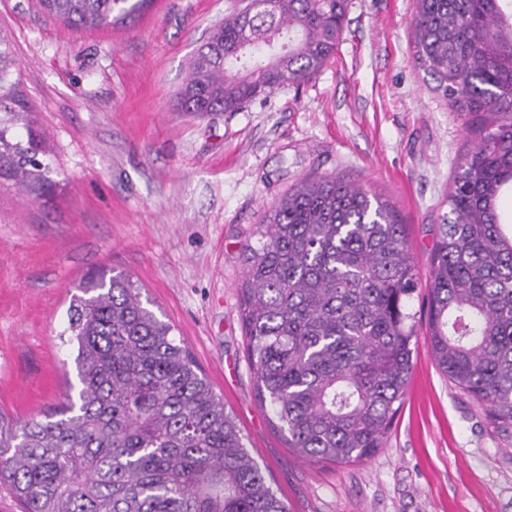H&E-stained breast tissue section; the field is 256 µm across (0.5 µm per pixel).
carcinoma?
Wrapping results in <instances>:
<instances>
[{"label": "carcinoma", "mask_w": 512, "mask_h": 512, "mask_svg": "<svg viewBox=\"0 0 512 512\" xmlns=\"http://www.w3.org/2000/svg\"><path fill=\"white\" fill-rule=\"evenodd\" d=\"M256 0L224 16L176 94L183 112H237L312 81L349 0ZM154 0H39L76 30L122 28ZM417 66L470 131L438 225L428 333L448 379L512 432V0H415ZM52 147L0 35V185L50 198ZM242 249L241 323L256 396L288 447L362 462L382 447L412 369L420 288L394 207L339 176H307ZM67 310L77 394L44 420L0 415V483L23 512H290L224 399L123 272L93 271Z\"/></svg>", "instance_id": "carcinoma-1"}]
</instances>
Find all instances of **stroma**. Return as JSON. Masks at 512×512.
<instances>
[{
  "instance_id": "obj_1",
  "label": "stroma",
  "mask_w": 512,
  "mask_h": 512,
  "mask_svg": "<svg viewBox=\"0 0 512 512\" xmlns=\"http://www.w3.org/2000/svg\"><path fill=\"white\" fill-rule=\"evenodd\" d=\"M237 0H157L122 29L72 31L37 0H0L23 90L60 187L0 186V414L44 417L76 380L63 332L75 284L131 275L174 327L292 512H512V436L438 368L427 335L431 260L465 130L410 46L414 0H350L317 78L237 112L175 95ZM306 175H338L394 206L420 287L413 371L383 448L361 463L303 460L272 425L245 358L240 253Z\"/></svg>"
}]
</instances>
